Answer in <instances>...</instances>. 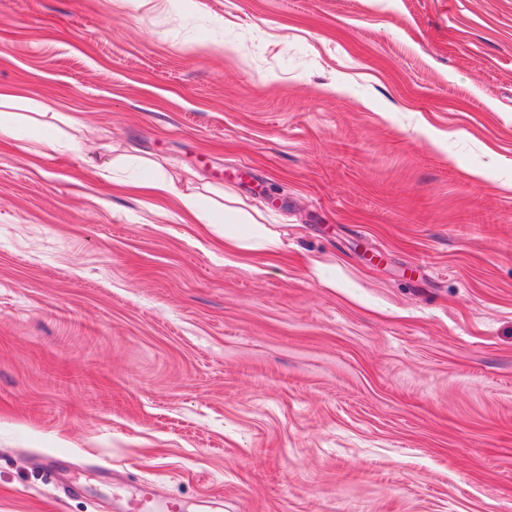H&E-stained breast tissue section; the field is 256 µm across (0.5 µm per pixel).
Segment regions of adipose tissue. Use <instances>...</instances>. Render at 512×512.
Listing matches in <instances>:
<instances>
[{
    "mask_svg": "<svg viewBox=\"0 0 512 512\" xmlns=\"http://www.w3.org/2000/svg\"><path fill=\"white\" fill-rule=\"evenodd\" d=\"M21 101L15 89L0 86L1 137L12 140L32 137L39 153L44 155L83 150L82 139L74 136L63 139L54 132L52 124L46 120L44 105H35L27 113L20 111ZM111 165L131 171L129 177L118 180V187L139 190L152 199L169 200L179 214L208 227L223 239L225 261L233 263L257 253L273 256L285 247L278 230L271 225L258 223L252 216L239 217L233 224L221 223L219 208L205 209L199 193L181 188L179 178L151 160L124 152L114 157Z\"/></svg>",
    "mask_w": 512,
    "mask_h": 512,
    "instance_id": "1",
    "label": "adipose tissue"
}]
</instances>
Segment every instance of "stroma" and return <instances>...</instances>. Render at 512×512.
I'll list each match as a JSON object with an SVG mask.
<instances>
[{"instance_id":"1","label":"stroma","mask_w":512,"mask_h":512,"mask_svg":"<svg viewBox=\"0 0 512 512\" xmlns=\"http://www.w3.org/2000/svg\"><path fill=\"white\" fill-rule=\"evenodd\" d=\"M2 85L89 147L0 137V512H512V0H0ZM109 166L131 169L133 174L121 180H112L110 189H136L147 197L166 199L173 203L179 214L193 220V224H202L224 241V260L235 263L251 255L261 253L275 256L285 249L281 233L274 224H259L251 215L238 218L237 223L221 224L219 214L224 205L217 204L206 210L200 194L186 191L180 186V179L167 173L159 164L138 155L124 152L112 158ZM123 508L119 512H184V505L173 499L158 498L151 484L143 483L120 495Z\"/></svg>"}]
</instances>
